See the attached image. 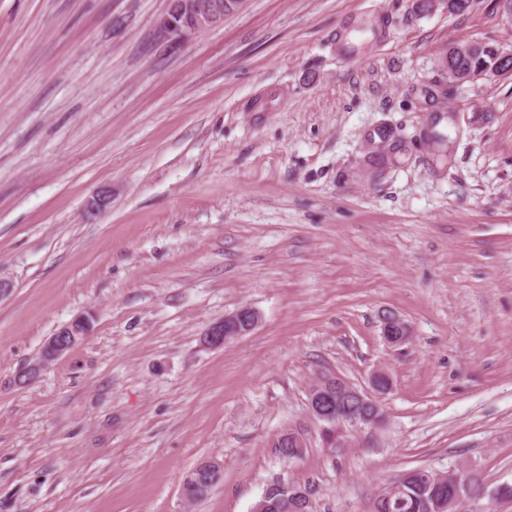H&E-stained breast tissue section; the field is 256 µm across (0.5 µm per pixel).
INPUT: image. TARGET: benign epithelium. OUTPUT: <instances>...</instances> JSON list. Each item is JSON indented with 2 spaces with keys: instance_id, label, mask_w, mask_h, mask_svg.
Segmentation results:
<instances>
[{
  "instance_id": "7a95c632",
  "label": "benign epithelium",
  "mask_w": 512,
  "mask_h": 512,
  "mask_svg": "<svg viewBox=\"0 0 512 512\" xmlns=\"http://www.w3.org/2000/svg\"><path fill=\"white\" fill-rule=\"evenodd\" d=\"M224 21V15L204 12L199 0H173L157 22L159 37L169 43L181 44L189 41L201 31ZM111 191L101 190L87 203L89 213H99L110 203ZM259 313L243 306L213 323L205 333L204 342L211 348L224 345L251 333L259 324ZM89 321L80 316L59 327L41 347L37 356L17 370L10 383L23 387L36 381L49 366L74 346L85 340L89 333ZM382 336L391 346L408 342L411 338L409 326L399 317L384 318ZM390 388L386 372L377 370L371 377V390H365L335 373H323L316 377L307 390V405L310 414L324 426L327 441L335 443L340 434L338 428L351 425L359 428H375L384 419L379 395ZM430 485L440 488L434 498L435 512H448L460 507L465 499L468 476L461 473H426ZM307 490L303 487L287 486L282 496L273 504L261 501L254 512H301Z\"/></svg>"
}]
</instances>
